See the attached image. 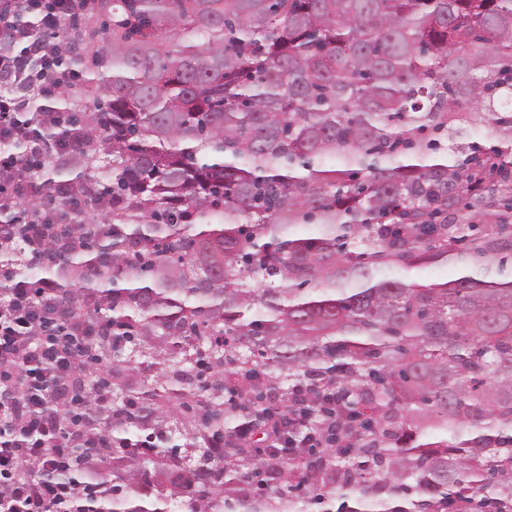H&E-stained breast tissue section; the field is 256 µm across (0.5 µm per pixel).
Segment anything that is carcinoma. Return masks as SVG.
Listing matches in <instances>:
<instances>
[{
    "mask_svg": "<svg viewBox=\"0 0 512 512\" xmlns=\"http://www.w3.org/2000/svg\"><path fill=\"white\" fill-rule=\"evenodd\" d=\"M65 48L59 94L42 59L0 89L95 145L44 168L95 212L49 271L111 332L87 512H332L338 479L349 512H512V0H92ZM296 387L325 448L221 444Z\"/></svg>",
    "mask_w": 512,
    "mask_h": 512,
    "instance_id": "obj_1",
    "label": "carcinoma"
}]
</instances>
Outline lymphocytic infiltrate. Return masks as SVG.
Wrapping results in <instances>:
<instances>
[{
  "label": "lymphocytic infiltrate",
  "instance_id": "f902f5d3",
  "mask_svg": "<svg viewBox=\"0 0 512 512\" xmlns=\"http://www.w3.org/2000/svg\"><path fill=\"white\" fill-rule=\"evenodd\" d=\"M85 0H52L35 21L0 25V74L21 78L27 56H46L62 40ZM60 112H41L0 97V512H74L85 492L75 474L80 448H102L100 427L66 435L68 414L82 417L103 404L99 390L72 391L83 356L76 344L90 331L77 305L61 301L52 277L31 279L33 259L76 247L67 228L83 217L80 208L56 215L48 208L43 177L49 151L45 128L60 126Z\"/></svg>",
  "mask_w": 512,
  "mask_h": 512
}]
</instances>
